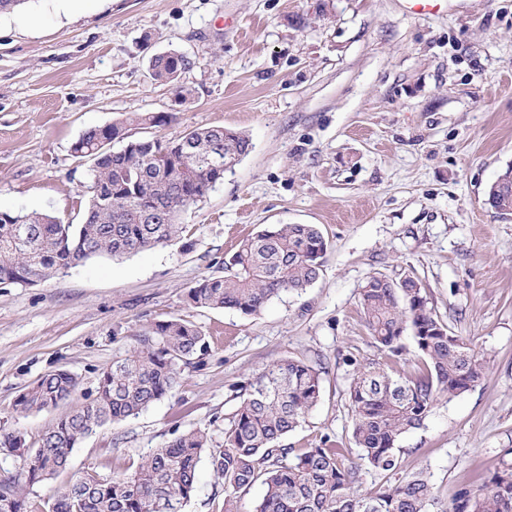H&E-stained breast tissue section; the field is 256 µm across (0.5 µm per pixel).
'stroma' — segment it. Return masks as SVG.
Here are the masks:
<instances>
[{
  "label": "stroma",
  "instance_id": "obj_1",
  "mask_svg": "<svg viewBox=\"0 0 512 512\" xmlns=\"http://www.w3.org/2000/svg\"><path fill=\"white\" fill-rule=\"evenodd\" d=\"M193 61L180 82L152 81L153 55ZM167 112L154 136L224 126L252 149L185 214L191 248L96 257L34 285L0 287V433L36 438L58 413H20L40 377H78L79 401L136 335L181 317L209 342L173 397L97 428L69 470L28 488L42 503L96 471L131 475L148 454L201 428L212 450L237 403L234 384L298 357L322 366V398L287 444L349 445L354 369L378 361L360 316L368 276L414 274L429 304L486 360L472 390L440 397L399 442L400 471L426 468L439 503L481 486L512 448V214L487 201L512 168V0H444L414 15L404 0H27L0 15V212L78 221L90 165L71 145L87 129ZM269 224H316L328 247L317 281L257 315L189 304L244 237ZM224 488L200 463L181 512H223Z\"/></svg>",
  "mask_w": 512,
  "mask_h": 512
}]
</instances>
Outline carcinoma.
Returning a JSON list of instances; mask_svg holds the SVG:
<instances>
[{"mask_svg":"<svg viewBox=\"0 0 512 512\" xmlns=\"http://www.w3.org/2000/svg\"><path fill=\"white\" fill-rule=\"evenodd\" d=\"M192 61L177 52L149 60L151 78L174 85ZM168 112H147L83 132L74 157L91 163V182L79 222L47 213H0V285H32L76 268L92 257L121 258L182 239V217L204 202L228 169L224 161L246 156L249 137L223 126L194 128L162 141L132 127L168 124ZM501 214L512 213V188L494 194ZM327 243L315 224H270L243 239L224 261L227 273L190 286L195 306L259 313L269 301L300 293L319 277ZM366 326L382 361L356 372L349 385L358 461L345 463V448L324 435L310 448H290L295 432L322 396V371L304 360L283 358L244 385L224 427V448L208 456L224 480V512H243L240 493L255 483L263 495L251 512H512V463L492 475L486 491L459 488L451 502L436 501L423 470L368 493L361 473L395 474L399 440L422 427L441 396L453 398L483 378L485 362L472 341L456 334L429 307L419 280L369 276L360 290ZM415 348L409 372L398 370L405 338ZM208 350L204 334L184 319L160 321L127 353L103 369L96 397L76 403L79 379L57 370L16 399L22 413L60 405L71 409L44 428L34 444L21 433H0L1 448H17L21 472L0 480V512H31L25 489L64 472L73 449L94 429L139 414L172 396L183 368L198 367ZM208 445L200 429L183 432L146 456L130 477L91 473L55 491L45 512H172L195 494L198 465Z\"/></svg>","mask_w":512,"mask_h":512,"instance_id":"carcinoma-1","label":"carcinoma"}]
</instances>
